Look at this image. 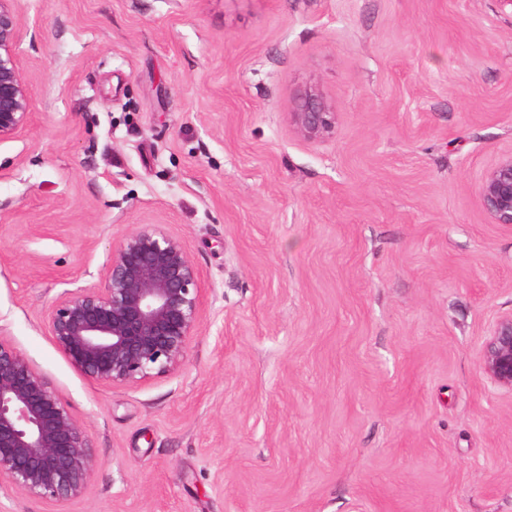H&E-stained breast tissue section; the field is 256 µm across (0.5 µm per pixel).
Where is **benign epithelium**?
I'll use <instances>...</instances> for the list:
<instances>
[{"label":"benign epithelium","instance_id":"1","mask_svg":"<svg viewBox=\"0 0 512 512\" xmlns=\"http://www.w3.org/2000/svg\"><path fill=\"white\" fill-rule=\"evenodd\" d=\"M14 2L0 0V140L21 134L30 115L14 52ZM292 122L304 140L323 142L335 133L337 112L309 86L298 96ZM478 196L492 223L512 224V153L486 171ZM202 305L200 273L182 241L147 225L115 247L100 286L64 292L46 323L58 349L84 375L105 385L136 384L179 367ZM479 364L492 386L512 392V313L490 328ZM99 468L87 427L47 379L0 340V481L62 502L82 494Z\"/></svg>","mask_w":512,"mask_h":512}]
</instances>
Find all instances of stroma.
<instances>
[{"label":"stroma","instance_id":"1","mask_svg":"<svg viewBox=\"0 0 512 512\" xmlns=\"http://www.w3.org/2000/svg\"><path fill=\"white\" fill-rule=\"evenodd\" d=\"M25 132L0 141V340L87 426L81 496L0 512H512V392L479 366L512 312L497 0H17ZM316 85L338 117L291 123ZM150 225L199 270L181 365L133 385L48 333ZM292 122L304 140L323 142L335 133L337 112L318 88L309 86L298 96ZM478 196L493 224H512V152L486 171Z\"/></svg>","mask_w":512,"mask_h":512}]
</instances>
